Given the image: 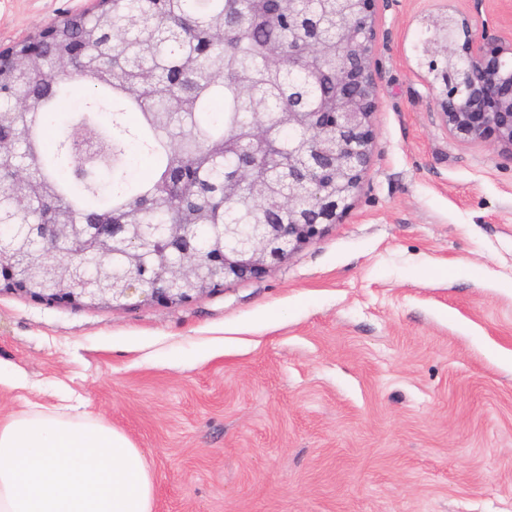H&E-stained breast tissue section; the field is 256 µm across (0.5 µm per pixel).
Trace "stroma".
Returning <instances> with one entry per match:
<instances>
[{
  "mask_svg": "<svg viewBox=\"0 0 512 512\" xmlns=\"http://www.w3.org/2000/svg\"><path fill=\"white\" fill-rule=\"evenodd\" d=\"M92 0H0V49ZM370 164L341 223L191 302L0 292V419L81 398L141 450L153 512H512V155L446 132L417 47L458 11L379 0Z\"/></svg>",
  "mask_w": 512,
  "mask_h": 512,
  "instance_id": "obj_1",
  "label": "stroma"
}]
</instances>
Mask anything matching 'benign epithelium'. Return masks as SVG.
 Listing matches in <instances>:
<instances>
[{"label": "benign epithelium", "mask_w": 512, "mask_h": 512, "mask_svg": "<svg viewBox=\"0 0 512 512\" xmlns=\"http://www.w3.org/2000/svg\"><path fill=\"white\" fill-rule=\"evenodd\" d=\"M340 24L336 38L323 44L324 58L336 59V98L321 112L288 109L285 119L319 139H331L336 154L327 162L316 153L285 152L257 122L246 137L249 152L262 157L251 170L242 165L238 179L251 185L261 199L272 197L268 179L272 170L301 169V185L288 195L286 224H225L222 247L200 262L195 254L160 253L157 276L138 274L124 278L115 288H96L82 282L67 261L73 255L105 257L123 240L122 224H103L98 236H87L79 224H33V251L16 261L0 259V288L28 295L46 304L86 303L114 309L132 301L166 305L187 303L224 287L228 281L260 277L284 264L313 243L327 227L338 224L352 205L371 155L372 116L378 110L381 88L373 71L377 36L378 0H338ZM476 32L468 18L444 11L434 16L428 30L434 37L428 53L469 63L461 72L463 100L448 96L446 80L430 76L427 88L448 134L463 144L489 140L512 155V40L490 42L488 23ZM456 34L448 36V29ZM53 259L49 277L53 286L37 288L22 273L29 260Z\"/></svg>", "instance_id": "benign-epithelium-1"}]
</instances>
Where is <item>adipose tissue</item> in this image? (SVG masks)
Returning a JSON list of instances; mask_svg holds the SVG:
<instances>
[{"instance_id":"adipose-tissue-1","label":"adipose tissue","mask_w":512,"mask_h":512,"mask_svg":"<svg viewBox=\"0 0 512 512\" xmlns=\"http://www.w3.org/2000/svg\"><path fill=\"white\" fill-rule=\"evenodd\" d=\"M153 497L141 450L83 404L0 421V512H152Z\"/></svg>"}]
</instances>
